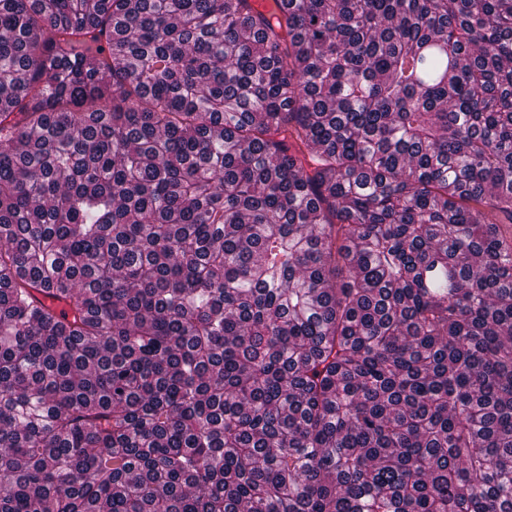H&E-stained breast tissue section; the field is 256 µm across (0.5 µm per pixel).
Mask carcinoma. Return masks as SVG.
I'll use <instances>...</instances> for the list:
<instances>
[{
  "label": "carcinoma",
  "mask_w": 512,
  "mask_h": 512,
  "mask_svg": "<svg viewBox=\"0 0 512 512\" xmlns=\"http://www.w3.org/2000/svg\"><path fill=\"white\" fill-rule=\"evenodd\" d=\"M0 512H512V0H0Z\"/></svg>",
  "instance_id": "1"
}]
</instances>
